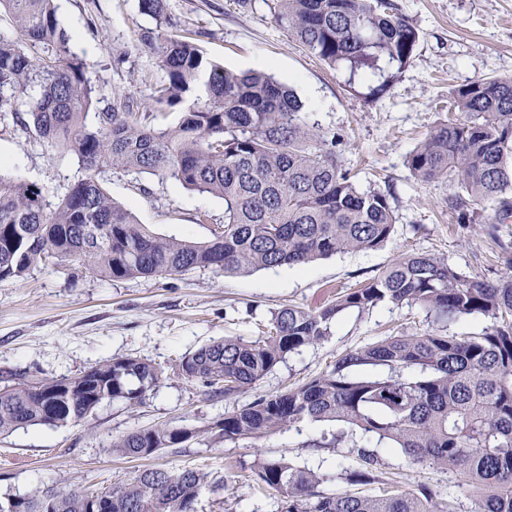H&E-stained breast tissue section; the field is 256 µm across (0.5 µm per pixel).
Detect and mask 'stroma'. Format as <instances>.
Here are the masks:
<instances>
[{
    "label": "stroma",
    "mask_w": 512,
    "mask_h": 512,
    "mask_svg": "<svg viewBox=\"0 0 512 512\" xmlns=\"http://www.w3.org/2000/svg\"><path fill=\"white\" fill-rule=\"evenodd\" d=\"M272 0H168L174 31L192 33L205 60L234 71H257L292 87L308 123L336 132V155L360 187L387 191L394 231L384 246L347 252L303 267L227 273L195 269L163 277L110 280L79 264L38 266L19 281L0 282V374L39 378L71 376L103 361L133 356L162 372L159 387L138 406L103 401L80 423L33 426L0 437V498L37 497L49 488L101 491L129 482L149 467L196 469L226 477L203 488L198 512H276L278 492L250 478L253 461L286 455L314 470L348 466L349 458H319L308 439L328 431L304 422L260 439L224 440L213 422L260 394H277L312 380L345 351L380 337L424 333L432 325L417 307L381 305L341 312L325 340L291 353L255 388L217 395L182 377V357L227 337L256 339L284 305L315 309L334 303L338 291L365 282L399 255L447 258L468 275L496 280L512 271L482 223L494 208L480 207L481 224H461L448 201L455 189L423 181L407 165L409 153L448 116L454 92L469 82L512 75V0H394L420 32L413 63L380 99L375 79L348 82L277 25ZM69 49L85 63L97 95L94 111L127 97L153 112L152 85L160 77L157 52L140 35L153 20L138 0H56ZM0 174L37 184L48 208L82 176L75 155L42 142L35 130L0 126ZM98 179L116 203L163 237L205 242L224 221L222 199L152 175L103 170ZM209 223H199L201 214ZM199 430L180 448L146 458L113 452L114 439L155 424Z\"/></svg>",
    "instance_id": "obj_1"
}]
</instances>
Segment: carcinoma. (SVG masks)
I'll return each instance as SVG.
<instances>
[{"instance_id":"obj_1","label":"carcinoma","mask_w":512,"mask_h":512,"mask_svg":"<svg viewBox=\"0 0 512 512\" xmlns=\"http://www.w3.org/2000/svg\"><path fill=\"white\" fill-rule=\"evenodd\" d=\"M139 7L155 20L141 41L156 48L164 72L154 104L175 108L204 86L205 100L187 107L173 128L144 123L120 98L89 121L95 86L70 54L54 0H0L15 22V36L0 35V123L34 128L47 146L74 153L85 171L53 210L37 184L0 175V281L56 262L110 279L301 266L389 239L395 216L388 194L353 182L336 156V134L302 118L292 88L219 64L200 81L203 58L192 37L172 31L166 0H139ZM274 19L320 61L348 70L349 80L380 77L373 95L413 62L420 41L391 0H276ZM453 109L457 115L410 152L408 166L424 181L443 179L458 189L452 206L462 221L477 224L476 206L495 205V221L484 230L512 268L499 228L512 218V76L459 88ZM104 168L218 196L224 223L204 243L161 237L110 199L98 180ZM381 304L416 306L439 327L349 350L319 377L259 395L213 428L226 440L258 439L303 421L336 423L304 444L316 452L348 449L352 464L334 475L283 456L255 460V480L280 493V512H512V276L488 281L443 257L411 253L343 291L334 305L281 307L265 336L224 338L188 353L180 373L228 396L252 387L287 354L325 339L342 311ZM468 316L491 325L476 336L448 335V324ZM160 380L154 365L135 357L33 384L8 374L0 435L80 422L106 399L140 405ZM194 436L189 428L155 424L115 439L112 448L142 458ZM383 448L458 477L471 506L429 484L400 481ZM335 480L350 490L328 489ZM211 482L218 480L194 469L146 468L105 491L108 512H184ZM92 498L91 491L50 488L25 500L23 512H89Z\"/></svg>"}]
</instances>
